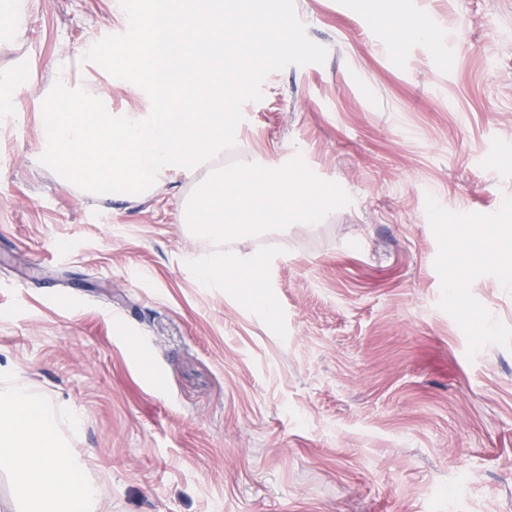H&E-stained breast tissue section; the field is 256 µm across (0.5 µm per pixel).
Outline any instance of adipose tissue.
<instances>
[{"instance_id":"ef3b65f1","label":"adipose tissue","mask_w":512,"mask_h":512,"mask_svg":"<svg viewBox=\"0 0 512 512\" xmlns=\"http://www.w3.org/2000/svg\"><path fill=\"white\" fill-rule=\"evenodd\" d=\"M0 473L14 512H100L96 482L70 456L55 410L20 379L0 385Z\"/></svg>"}]
</instances>
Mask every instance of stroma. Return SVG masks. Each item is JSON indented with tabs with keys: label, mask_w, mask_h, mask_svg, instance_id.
Returning <instances> with one entry per match:
<instances>
[{
	"label": "stroma",
	"mask_w": 512,
	"mask_h": 512,
	"mask_svg": "<svg viewBox=\"0 0 512 512\" xmlns=\"http://www.w3.org/2000/svg\"><path fill=\"white\" fill-rule=\"evenodd\" d=\"M294 5L327 58L270 73L224 153L302 156L351 198L230 243L281 247L283 339L189 271L214 248L181 219L196 177L130 204L36 160L58 67L149 109L84 58L125 32L116 0H31L0 37L25 75L0 112V382L76 411L103 512H512V253L484 260L512 237V0Z\"/></svg>",
	"instance_id": "35a3bbf8"
}]
</instances>
